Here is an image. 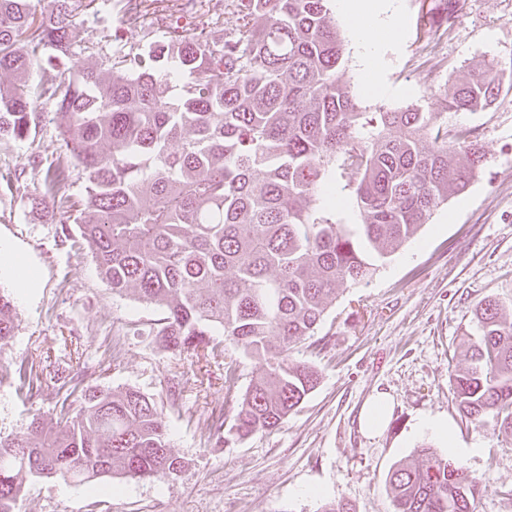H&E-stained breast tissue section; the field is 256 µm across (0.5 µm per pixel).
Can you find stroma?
<instances>
[{
    "label": "stroma",
    "mask_w": 512,
    "mask_h": 512,
    "mask_svg": "<svg viewBox=\"0 0 512 512\" xmlns=\"http://www.w3.org/2000/svg\"><path fill=\"white\" fill-rule=\"evenodd\" d=\"M126 0L108 15L78 24L75 52L93 47L92 61L176 31L224 35L240 23L234 7L215 15L208 0H140L136 25ZM400 40L382 58L383 92L369 88L357 53L346 46L342 80L368 111L413 105L440 111L461 72L488 64L512 66V0H398ZM449 128H470L486 151L479 178L434 212L419 235L388 255L370 283L337 294L314 336L295 355L321 374L316 388L275 432L215 447L209 423L224 403L215 389L174 396L172 378L188 361L161 350L152 334L158 309L114 294L86 244L64 239L50 211L31 201L62 150L47 110L23 142L0 143V243L35 271L19 296L0 274L17 317L0 347V437L23 434L32 419L54 423L64 392L45 381L35 393L18 390L13 365L44 366L60 353L61 337L79 351L67 382L83 388L131 387L156 403L172 452L189 462L174 478L112 479L77 485L57 477L24 480L20 512H321L344 504L351 512H394L385 479L420 446L422 418L448 422L462 462L477 479L476 512H512V446L490 428L466 422L454 399L453 355L463 338H478L474 305L494 299L512 311V84L482 112L446 113ZM120 344L122 356L108 352ZM391 413L375 434L360 414L377 394ZM416 456V455H415Z\"/></svg>",
    "instance_id": "stroma-1"
}]
</instances>
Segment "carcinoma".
I'll return each mask as SVG.
<instances>
[{"instance_id":"1","label":"carcinoma","mask_w":512,"mask_h":512,"mask_svg":"<svg viewBox=\"0 0 512 512\" xmlns=\"http://www.w3.org/2000/svg\"><path fill=\"white\" fill-rule=\"evenodd\" d=\"M0 0V140L32 134L49 107L63 155L35 207L76 224L102 279L162 312L160 348L197 361L215 355L213 332L265 363L237 395L224 363V427L215 444L281 429L318 385L293 357L340 290L366 284L377 261L416 236L449 198L482 172L486 152L468 128L417 107L368 112L341 83L343 40L328 0H237L242 25L224 37L172 36L98 66L72 51L78 19L98 0ZM67 74L35 79L55 56ZM504 70L463 73L444 109L486 110ZM84 190L69 193L71 169ZM345 184L336 185V177ZM357 208L361 223L336 211ZM481 336L462 343L456 369L460 415L512 445V316L477 303ZM10 297L0 291V346L12 338ZM20 386L43 374L15 363ZM56 425L34 419L0 437V512H18L23 479L78 485L105 477L153 480L186 467L170 450L156 404L133 388L83 389L64 398ZM388 474L395 512H475L478 482L437 455Z\"/></svg>"}]
</instances>
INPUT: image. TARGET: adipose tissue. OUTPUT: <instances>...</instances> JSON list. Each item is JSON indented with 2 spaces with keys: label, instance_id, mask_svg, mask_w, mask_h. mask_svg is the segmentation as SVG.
Instances as JSON below:
<instances>
[{
  "label": "adipose tissue",
  "instance_id": "adipose-tissue-1",
  "mask_svg": "<svg viewBox=\"0 0 512 512\" xmlns=\"http://www.w3.org/2000/svg\"><path fill=\"white\" fill-rule=\"evenodd\" d=\"M336 10L348 22L363 78L371 79L379 54L398 36L392 0H336Z\"/></svg>",
  "mask_w": 512,
  "mask_h": 512
}]
</instances>
